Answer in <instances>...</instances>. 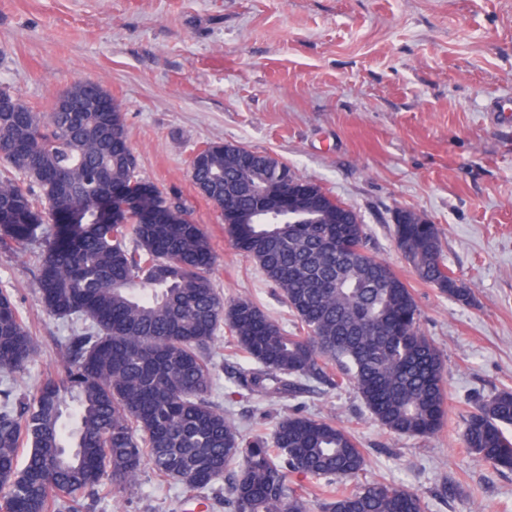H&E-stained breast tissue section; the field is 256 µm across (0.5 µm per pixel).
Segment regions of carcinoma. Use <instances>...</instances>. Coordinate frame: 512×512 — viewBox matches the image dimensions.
<instances>
[{"instance_id":"obj_1","label":"carcinoma","mask_w":512,"mask_h":512,"mask_svg":"<svg viewBox=\"0 0 512 512\" xmlns=\"http://www.w3.org/2000/svg\"><path fill=\"white\" fill-rule=\"evenodd\" d=\"M74 111L42 115L9 90L0 99V236L22 241L52 217L54 239L42 253L38 290L51 314L76 318L66 379L45 382L31 398H0V512L77 508L108 479L124 490L148 466L162 480L224 487L228 512H313L288 475L355 480L365 457L352 434L325 419L288 415L273 445L244 437L211 400L207 351L226 326L255 363L224 399L268 402L298 396L303 380L353 384L371 416L397 435L428 437L445 416L443 361L419 328L406 283L367 254L366 227L350 206L266 153L210 144L192 160L198 191L230 225L235 247L280 290L302 332L290 334L251 300L212 287L214 255L204 231L183 215L152 224L112 201L161 193L137 174L118 103L85 81ZM24 176L19 185L17 176ZM288 195L276 219L255 222L257 191ZM397 248L423 282L467 303L471 291L444 262L438 229L422 215L394 213ZM34 342L10 294L0 289V372L16 373ZM335 365L340 376L325 371ZM512 392L481 401L465 420L468 451L512 470ZM28 446L24 466L18 450ZM321 512H423L419 495L374 482L336 494Z\"/></svg>"}]
</instances>
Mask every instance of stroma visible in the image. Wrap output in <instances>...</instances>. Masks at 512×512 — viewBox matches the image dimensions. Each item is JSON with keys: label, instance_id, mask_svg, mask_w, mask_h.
Listing matches in <instances>:
<instances>
[{"label": "stroma", "instance_id": "stroma-1", "mask_svg": "<svg viewBox=\"0 0 512 512\" xmlns=\"http://www.w3.org/2000/svg\"><path fill=\"white\" fill-rule=\"evenodd\" d=\"M102 85L124 113L144 182L181 199L207 235L210 280L288 331L297 323L260 268L236 250L195 187L196 152L233 143L277 156L353 207L368 254L410 289L419 326L445 367L447 417L429 437L390 433L351 384L307 381L299 397L228 403L251 359L220 330L210 349L213 401L247 436L273 438L280 417L329 418L362 448L360 482L417 493L423 512H512V471L470 454L464 421L512 389V0H0V87L40 112L77 81ZM436 224L471 305L419 280L394 241L393 214ZM44 241L0 247L9 292L35 352L0 390L34 395L65 376L82 324L51 316L37 292ZM192 492L144 468L136 486L83 498L82 512H184Z\"/></svg>", "mask_w": 512, "mask_h": 512}]
</instances>
